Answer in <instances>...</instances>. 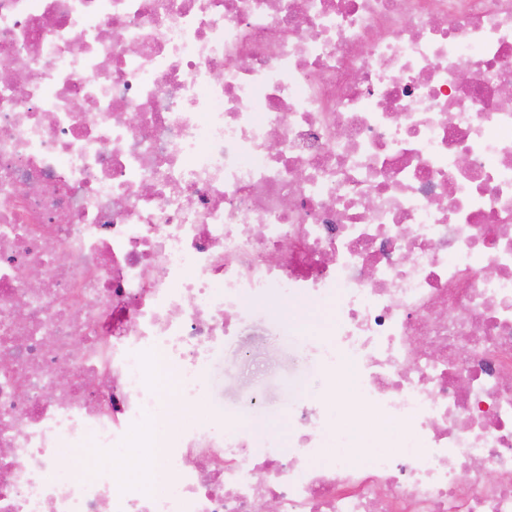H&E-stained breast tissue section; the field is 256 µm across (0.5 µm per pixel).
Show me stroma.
I'll return each instance as SVG.
<instances>
[{
    "label": "stroma",
    "mask_w": 512,
    "mask_h": 512,
    "mask_svg": "<svg viewBox=\"0 0 512 512\" xmlns=\"http://www.w3.org/2000/svg\"><path fill=\"white\" fill-rule=\"evenodd\" d=\"M288 312L284 318L274 308L252 309L237 336L225 342L214 374V403L228 425L262 427L274 420L283 442L289 406L324 399L334 385L306 349L330 327L329 310L299 303Z\"/></svg>",
    "instance_id": "1"
}]
</instances>
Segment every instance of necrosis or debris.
<instances>
[{"instance_id":"1","label":"necrosis or debris","mask_w":512,"mask_h":512,"mask_svg":"<svg viewBox=\"0 0 512 512\" xmlns=\"http://www.w3.org/2000/svg\"><path fill=\"white\" fill-rule=\"evenodd\" d=\"M0 64V512H512V0H0ZM293 303L396 438L165 411Z\"/></svg>"}]
</instances>
